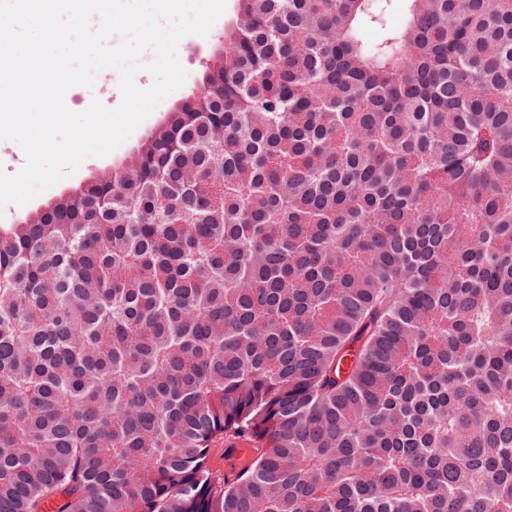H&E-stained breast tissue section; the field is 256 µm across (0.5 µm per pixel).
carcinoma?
<instances>
[{
  "label": "carcinoma",
  "mask_w": 512,
  "mask_h": 512,
  "mask_svg": "<svg viewBox=\"0 0 512 512\" xmlns=\"http://www.w3.org/2000/svg\"><path fill=\"white\" fill-rule=\"evenodd\" d=\"M198 93L0 225V512H512V0H235ZM224 448H237V454L241 456V448H252L249 443L238 442L234 447H231L228 443H224V439H219L214 442L210 453H209V464L214 471L218 473H224V468L229 460H231L226 453Z\"/></svg>",
  "instance_id": "carcinoma-1"
}]
</instances>
